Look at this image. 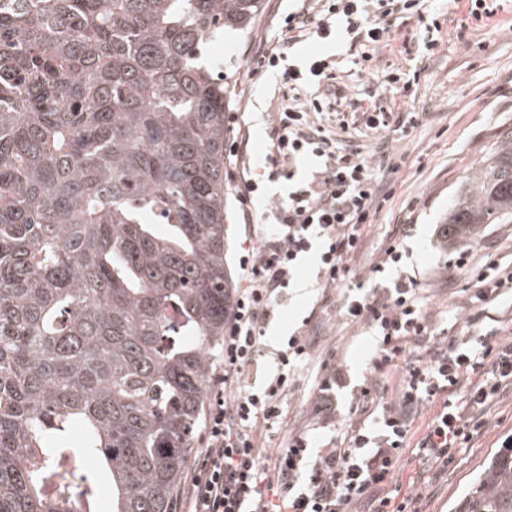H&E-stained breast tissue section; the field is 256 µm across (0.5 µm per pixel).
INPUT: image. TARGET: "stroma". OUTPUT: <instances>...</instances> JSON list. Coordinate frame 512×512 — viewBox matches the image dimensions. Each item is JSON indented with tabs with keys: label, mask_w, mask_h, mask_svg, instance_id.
<instances>
[{
	"label": "stroma",
	"mask_w": 512,
	"mask_h": 512,
	"mask_svg": "<svg viewBox=\"0 0 512 512\" xmlns=\"http://www.w3.org/2000/svg\"><path fill=\"white\" fill-rule=\"evenodd\" d=\"M289 5V0H267L266 11L250 36L228 30L206 49L211 63L224 65V84L231 91L228 112L237 115L249 132V164L254 172L265 152L268 115L287 104L289 93L275 74L248 76L245 61L259 44L271 39L274 23ZM431 7L446 17L448 38L440 51L423 56L424 28L416 19L400 18L395 22L397 42L375 58L379 76L396 68L418 71L414 98L390 92L375 98L376 78L353 71L349 45L320 48L335 60L347 86L340 112L350 121L353 141L374 158L394 154L402 163L398 173L381 174L393 192L376 224L364 230L363 255L351 277L375 287L371 265L393 241L396 225H409L402 240L404 269L418 283L436 341L465 339L473 329L504 336L512 333V300L502 299L475 313L468 303L472 274L457 265L456 257L465 250L473 264L492 260L512 267V223L488 224L450 243L439 240L438 229L460 185L501 137L512 131V0H498L495 15L480 21L469 18L465 0H433ZM404 36L409 39L405 46L399 43ZM376 100L395 112L419 113L408 137L397 141L391 131L365 127L362 113ZM225 194L224 254L226 268L235 278L245 240L243 218L233 187H226ZM343 302V290H321L315 255L304 257L294 286L284 292L277 313L266 326L264 359L247 378L255 388L265 383L285 337L301 331L315 337L310 361L291 376L284 418L268 431L267 447H283L289 436L303 429L312 430L315 443L323 444L326 428L309 419L306 411L318 393L326 366L341 367L350 384L362 383L364 357L374 339L367 328L342 316ZM473 318L478 321L474 327L469 324ZM486 420L485 431L447 471L422 474L416 464L402 462L394 483L402 492L415 489L421 493L420 512H453L483 461L506 445L512 436L511 392L492 404Z\"/></svg>",
	"instance_id": "stroma-1"
}]
</instances>
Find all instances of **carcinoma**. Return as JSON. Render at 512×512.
<instances>
[{
  "mask_svg": "<svg viewBox=\"0 0 512 512\" xmlns=\"http://www.w3.org/2000/svg\"><path fill=\"white\" fill-rule=\"evenodd\" d=\"M265 0H0V512H170L234 284L229 92L202 46ZM512 223V131L443 220ZM79 429V441L72 440ZM454 512H512V447Z\"/></svg>",
  "mask_w": 512,
  "mask_h": 512,
  "instance_id": "obj_1",
  "label": "carcinoma"
}]
</instances>
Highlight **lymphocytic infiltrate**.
<instances>
[{
  "mask_svg": "<svg viewBox=\"0 0 512 512\" xmlns=\"http://www.w3.org/2000/svg\"><path fill=\"white\" fill-rule=\"evenodd\" d=\"M425 2L300 0L279 21L273 39L252 56L256 71L280 72L290 91L287 105L272 115L263 163L268 180L285 178L294 186L271 201L258 227L259 246L239 257L241 286L224 319L203 447L173 512H418L416 496L400 498L391 490L404 456L422 466L447 468L482 433L489 405L512 389V336L434 346L416 280L401 277L370 290L351 283L362 231L375 223L387 196L370 158L317 121L344 97L332 61L317 52L304 66L289 62L296 45L307 39H342L362 48L353 61L356 71L372 74L375 52L395 38V20L413 15L432 29L423 49L434 55L443 45V22L426 11ZM310 86L320 87V94L306 95ZM247 145V137L233 140L227 177L248 218L259 184L243 173ZM312 156L318 166L296 179L297 161ZM311 252L317 255L322 287L346 289L345 316L375 338L366 376L353 389L355 413L371 414L372 420L351 423L316 451L308 432L300 431L268 455L266 432L281 421L290 374L310 359L313 341L289 336L277 354L276 373L262 389L253 390L246 377L262 354L264 328L277 302L299 261ZM508 294L512 268L494 262L480 267L470 295L473 307ZM413 343L428 345L427 356L412 354ZM392 373L399 376L393 388L386 383ZM426 408L431 411L426 425L414 430L415 418Z\"/></svg>",
  "mask_w": 512,
  "mask_h": 512,
  "instance_id": "obj_1",
  "label": "lymphocytic infiltrate"
}]
</instances>
